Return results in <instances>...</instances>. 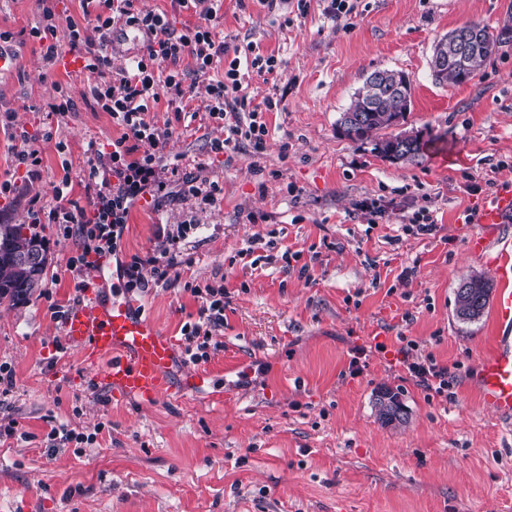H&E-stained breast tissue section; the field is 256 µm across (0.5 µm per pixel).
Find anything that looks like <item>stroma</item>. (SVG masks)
<instances>
[{
    "label": "stroma",
    "mask_w": 512,
    "mask_h": 512,
    "mask_svg": "<svg viewBox=\"0 0 512 512\" xmlns=\"http://www.w3.org/2000/svg\"><path fill=\"white\" fill-rule=\"evenodd\" d=\"M351 29L308 0L269 11L259 0H224L221 37L275 53V82L251 77L255 99L278 98L264 113L263 150L242 141L232 156L212 150L224 124L204 107L206 86L223 67L198 72L181 59L179 107L160 101L150 118L182 158L183 173L218 186L213 204L181 196L182 182L161 176L177 197L155 210H131L117 256L104 259L108 295L124 296L117 262L162 251L168 233L189 224L180 242L188 264L175 285L133 296L164 335L180 337L196 320L194 285H224L218 351L202 365L215 389L236 395L179 392L138 404L101 386L63 341L49 300L71 305L67 260L81 241L59 224L36 231L52 263L29 300L0 305V364L14 380L0 395V423L20 436L0 441V512H502L512 506V428L482 409L476 363L494 346L493 310L475 322L454 315L459 282L495 277L489 260L468 252L466 217H478L498 190L512 189V43L471 81L441 87L429 60L436 42L469 21L497 27L512 0H353ZM83 22L81 0H0V31L13 36L0 75V182L17 185L0 198V224H31L32 199L49 204L70 175L71 199L84 201L79 173L91 147L122 131L93 110L99 73L46 60L29 35L46 9ZM394 69L413 82L400 127L437 137L417 163H393L370 144L344 137L337 123L365 77ZM71 91L70 112H52L57 87ZM41 133L38 178L16 167L24 144L16 128ZM386 208L369 218L359 205ZM430 210L437 228L417 234L412 219ZM33 224V223H32ZM299 253L284 262V251ZM308 273H301V266ZM433 355L453 375V397H428L398 363L401 337ZM359 358L363 370L351 375ZM397 390L406 422L381 423L373 399ZM66 423L91 443L49 442Z\"/></svg>",
    "instance_id": "1"
}]
</instances>
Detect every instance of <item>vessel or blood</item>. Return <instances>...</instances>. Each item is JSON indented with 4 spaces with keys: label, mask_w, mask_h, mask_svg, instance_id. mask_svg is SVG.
Wrapping results in <instances>:
<instances>
[{
    "label": "vessel or blood",
    "mask_w": 512,
    "mask_h": 512,
    "mask_svg": "<svg viewBox=\"0 0 512 512\" xmlns=\"http://www.w3.org/2000/svg\"><path fill=\"white\" fill-rule=\"evenodd\" d=\"M512 216V190L491 197L472 232L469 252L492 255L502 284L496 319L504 334L492 351L479 359L476 380L484 410L512 423V251L502 247L501 230ZM107 273L98 270L96 287L66 313L63 340L77 350L87 369L104 384L129 398L154 401L171 394L170 378L176 360L175 342L138 312L128 300L101 299Z\"/></svg>",
    "instance_id": "vessel-or-blood-1"
}]
</instances>
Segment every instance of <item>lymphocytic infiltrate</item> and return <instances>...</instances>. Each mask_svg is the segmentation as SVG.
Wrapping results in <instances>:
<instances>
[{
  "label": "lymphocytic infiltrate",
  "instance_id": "lymphocytic-infiltrate-1",
  "mask_svg": "<svg viewBox=\"0 0 512 512\" xmlns=\"http://www.w3.org/2000/svg\"><path fill=\"white\" fill-rule=\"evenodd\" d=\"M84 5L98 6L93 18V35H86L75 23H68L69 46L86 64L87 69L109 71L110 76L91 90L93 109L110 113L114 124L124 134L113 141L111 151L95 150L94 158L82 174L86 205L68 202V181H61L54 192L47 219L52 224L76 225L84 240L81 254L71 257L70 270L90 268V255L115 252L122 236L128 213L139 199H147L154 206H162L169 192L157 176L165 156L168 141L148 119L151 108L160 100L175 101L186 95L174 66L183 57H191L199 69L211 68L227 61L222 80L209 85L208 114L224 123V140L215 142V152L231 150L240 141H252L254 147L264 145L267 132L262 113L273 111L278 103L273 97L252 102L244 93V80L256 74L270 76L280 66L276 55H265L253 45L238 46L218 39L212 22L224 5V0H209L201 7L203 21L194 27L177 31L165 17L143 12L138 0H82ZM122 24L138 31L142 47L137 55L129 57L124 66L111 69L104 45L115 25ZM247 110L250 123H242L229 104ZM183 262L181 252L165 251L134 257L131 263L121 265L119 275L131 294L145 292L149 284L171 285L176 269ZM150 268L153 278L145 280L143 268ZM200 298L198 318L182 328L184 353L192 363L208 361L210 336L224 324V288L192 287ZM416 342L406 341L400 349L401 364L410 377L436 395L447 394L450 382L447 367L437 363L432 355L424 359L414 357Z\"/></svg>",
  "mask_w": 512,
  "mask_h": 512
}]
</instances>
